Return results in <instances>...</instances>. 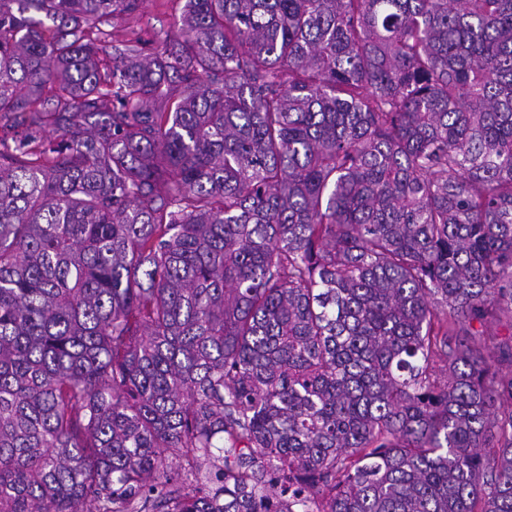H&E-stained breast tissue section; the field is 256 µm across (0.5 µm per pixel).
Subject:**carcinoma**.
Instances as JSON below:
<instances>
[{
    "instance_id": "obj_1",
    "label": "carcinoma",
    "mask_w": 512,
    "mask_h": 512,
    "mask_svg": "<svg viewBox=\"0 0 512 512\" xmlns=\"http://www.w3.org/2000/svg\"><path fill=\"white\" fill-rule=\"evenodd\" d=\"M0 0V512H512V0ZM137 12L123 15L112 20V42L108 51L112 52L111 45H118L132 32L139 34L149 41L150 47L162 46L166 41L177 38L179 19L185 0H142Z\"/></svg>"
}]
</instances>
